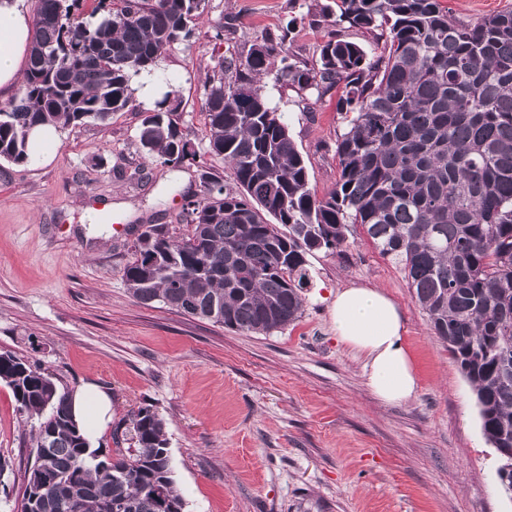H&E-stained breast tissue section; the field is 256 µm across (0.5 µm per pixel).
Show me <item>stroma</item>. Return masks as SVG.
<instances>
[{
    "label": "stroma",
    "mask_w": 512,
    "mask_h": 512,
    "mask_svg": "<svg viewBox=\"0 0 512 512\" xmlns=\"http://www.w3.org/2000/svg\"><path fill=\"white\" fill-rule=\"evenodd\" d=\"M288 0H209L194 36L159 61L181 105L179 122L203 151L204 87L216 62L246 55L265 29L293 24L290 54L315 62L325 28L298 23ZM237 30L218 40L226 17ZM308 166L311 189L336 184V138L346 128L340 90L324 96L263 81ZM148 110L60 130L41 165L0 160V351L40 363L62 388L98 384L112 421L148 407L166 423L184 512H512L496 480L476 396L446 344L432 335L403 271L361 230L341 255L309 256L303 314L268 335L232 330L128 292L123 269L146 224L184 233L186 198L200 193L188 160L146 156ZM144 169L145 182L113 171ZM112 213L99 222L97 201ZM381 288L400 308L415 395L385 404L367 385L365 359L339 343L330 300L351 283ZM33 421L0 382V512H20L33 462Z\"/></svg>",
    "instance_id": "35a3bbf8"
}]
</instances>
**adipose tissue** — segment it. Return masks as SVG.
Returning <instances> with one entry per match:
<instances>
[{
  "label": "adipose tissue",
  "mask_w": 512,
  "mask_h": 512,
  "mask_svg": "<svg viewBox=\"0 0 512 512\" xmlns=\"http://www.w3.org/2000/svg\"><path fill=\"white\" fill-rule=\"evenodd\" d=\"M31 40V24L19 0H0V92L18 85ZM331 315L339 342L364 356L372 393L386 404L411 399L417 379L396 304L382 290L354 283L337 290ZM70 406L88 441L96 442L112 418L110 393L88 383L71 393Z\"/></svg>",
  "instance_id": "ef3b65f1"
}]
</instances>
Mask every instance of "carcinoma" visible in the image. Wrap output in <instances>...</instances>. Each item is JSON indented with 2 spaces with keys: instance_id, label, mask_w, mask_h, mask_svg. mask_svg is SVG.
Returning a JSON list of instances; mask_svg holds the SVG:
<instances>
[{
  "instance_id": "cac0c4a2",
  "label": "carcinoma",
  "mask_w": 512,
  "mask_h": 512,
  "mask_svg": "<svg viewBox=\"0 0 512 512\" xmlns=\"http://www.w3.org/2000/svg\"><path fill=\"white\" fill-rule=\"evenodd\" d=\"M81 2L37 0L24 79L0 109V159L29 163L37 126L104 123L133 110L132 78L192 36L208 0H97L89 20ZM334 4L299 17L329 29L315 67L288 54V24L256 37L245 59L217 62L205 85L206 154L232 181L201 165V194L183 205L187 232L147 225L125 285L142 304L267 335L302 316L308 256L340 253L359 226L401 266L471 384L486 439L512 450V11L465 25L441 0ZM338 25L369 32L375 47L336 38ZM270 75L319 97L343 85L340 173L321 198L263 94ZM179 107L166 93L139 128L142 151L174 167L197 159L184 150L191 140ZM0 382L17 411L37 419L21 512L183 508L155 412L141 408L117 426L107 457L89 448L70 391L37 364L1 351ZM43 468L51 482L34 501Z\"/></svg>"
}]
</instances>
